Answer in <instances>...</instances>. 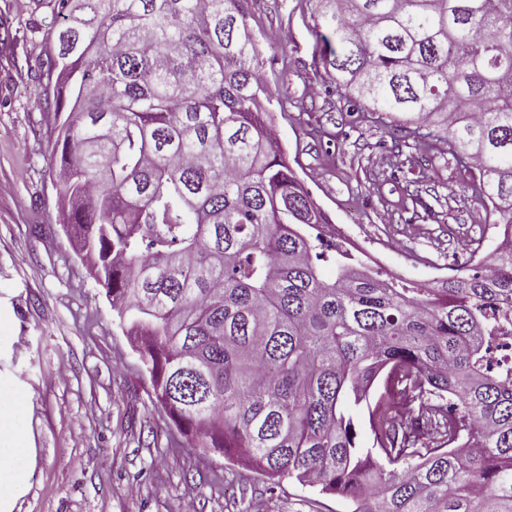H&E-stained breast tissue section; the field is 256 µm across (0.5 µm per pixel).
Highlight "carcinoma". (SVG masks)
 Here are the masks:
<instances>
[{
    "instance_id": "cac0c4a2",
    "label": "carcinoma",
    "mask_w": 512,
    "mask_h": 512,
    "mask_svg": "<svg viewBox=\"0 0 512 512\" xmlns=\"http://www.w3.org/2000/svg\"><path fill=\"white\" fill-rule=\"evenodd\" d=\"M320 2L340 96L403 133L394 172L448 145L490 260L422 287L324 241L245 0H54L60 223L196 446L353 512H512V0Z\"/></svg>"
}]
</instances>
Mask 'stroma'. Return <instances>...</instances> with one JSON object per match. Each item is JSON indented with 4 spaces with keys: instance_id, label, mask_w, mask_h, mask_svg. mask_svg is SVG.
I'll return each instance as SVG.
<instances>
[{
    "instance_id": "35a3bbf8",
    "label": "stroma",
    "mask_w": 512,
    "mask_h": 512,
    "mask_svg": "<svg viewBox=\"0 0 512 512\" xmlns=\"http://www.w3.org/2000/svg\"><path fill=\"white\" fill-rule=\"evenodd\" d=\"M273 97V133L333 223L390 272L468 269L502 227L466 199L468 171L435 158L414 182L389 175L392 128L349 112L321 62L318 0H247ZM50 0H0V447L15 475L0 512H352L350 500L274 484L192 444L157 401L141 356L58 221L41 64ZM422 196L431 218L415 211Z\"/></svg>"
}]
</instances>
